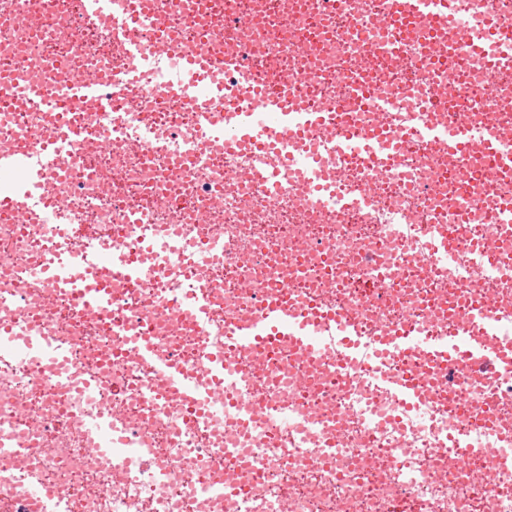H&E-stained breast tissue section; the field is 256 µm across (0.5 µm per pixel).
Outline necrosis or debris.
<instances>
[{
  "mask_svg": "<svg viewBox=\"0 0 512 512\" xmlns=\"http://www.w3.org/2000/svg\"><path fill=\"white\" fill-rule=\"evenodd\" d=\"M76 7V0H0V69L19 84L50 88L123 73L122 44L110 26L75 24ZM217 7L249 50L256 82L276 81L365 128L378 115L344 80L356 59L368 58L367 82L396 100L390 123L399 130L430 99L429 63L451 58L457 45L450 34L435 43L418 38L400 57L383 52L386 0H350L330 13L296 0L290 16L280 0H151L134 35L148 37L163 14L181 40L222 54L210 34ZM29 13L52 18L51 29L39 34L16 22ZM488 57L468 56L455 104L435 113L436 121H493L512 130V69L488 80ZM490 101L492 114L484 110ZM56 118L54 109L35 105L0 112V143L29 146L31 130ZM73 118L87 126L86 137L36 190L65 201L60 225L17 224L0 214V286L25 296L19 315L0 300V321L17 322L14 335L0 337V437L19 438L27 449L0 459V512H38L28 494L37 483L63 491V512H512V467L490 468L485 454L512 447V370L432 371L421 405L407 409L360 366L338 368L334 354L308 356L288 344L247 352L232 348L228 336L238 316L257 314L261 298L285 284L297 303L313 296L353 319L366 343L405 326L448 335L478 294L494 296L498 329L512 335V234L493 221L512 199V176L491 172L482 142L460 155L441 142L410 139L374 178L364 162L329 158L328 180L371 197L365 209L347 211L298 194L292 169L281 171L278 192L254 184L244 176L253 164L246 150L205 153L181 166L176 152L190 142L195 118L179 101L147 99L134 87L111 111ZM148 124L155 144L137 145L135 131ZM437 224L461 246L445 260L425 250ZM74 225L140 259L146 287L113 283L111 314L84 312L51 283L20 280L36 256L79 247ZM214 235L221 248L197 259L196 246ZM169 240L179 246L177 260L143 249ZM474 240L500 253L503 265H472L466 249ZM196 285L210 293L211 326L173 329L175 301ZM138 328L160 356L194 377L212 353H223L249 374L248 383H226L225 392L262 413L242 420L228 410L211 424L187 421V403H173L156 373L113 355ZM41 333L65 347L69 382L11 358ZM88 373L100 379L101 407L128 427L135 446L116 443L90 456L88 409L74 391ZM461 430L472 453L439 452ZM330 446L336 452L329 457Z\"/></svg>",
  "mask_w": 512,
  "mask_h": 512,
  "instance_id": "obj_1",
  "label": "necrosis or debris"
}]
</instances>
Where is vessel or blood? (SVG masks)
Listing matches in <instances>:
<instances>
[{
	"instance_id": "1",
	"label": "vessel or blood",
	"mask_w": 512,
	"mask_h": 512,
	"mask_svg": "<svg viewBox=\"0 0 512 512\" xmlns=\"http://www.w3.org/2000/svg\"><path fill=\"white\" fill-rule=\"evenodd\" d=\"M127 2V8L117 13L113 10V0H80L77 15L81 23L107 21L113 34L124 37L128 60L126 72L106 84L94 79L84 80L64 90L62 98L58 100L48 91L35 88L31 96L36 102L58 107L63 112L85 104L110 110L113 101L126 97L141 70L151 66L156 58L165 56V37L171 32L169 20H156L155 33L150 41L129 37V30L141 21L138 10L140 0ZM463 3L464 0H390L385 17L387 27L392 30L388 50L392 54H399L402 43L412 34H423L458 22ZM466 26L475 39L459 46L456 59L485 50L490 44L512 43L511 13L497 11L475 16L467 20ZM178 61L180 68L177 78L146 85L145 90L152 96L178 99L194 112V143L183 148L181 157L184 161L196 159L198 153L216 144L223 145L228 152L249 148L254 156L250 173L252 181L273 191L277 188L276 175L266 165L264 157L268 151L275 150L288 161L298 163L303 184L315 195L320 206L358 210L368 205L367 193L352 194L337 187L324 186L319 151L300 146L301 138L312 137L322 128L334 125L331 113L297 104L287 95L252 83L245 49L218 56L204 47L187 43ZM335 127L331 153L355 159L387 157L397 140L393 133L378 129L355 125ZM86 132L85 126L66 121L49 136L39 129L32 131L30 139L38 144V151L0 148V174L20 168L33 172L31 183L16 186L10 195L0 196V213L14 211L20 201L30 198L35 181L43 178L46 169L65 160ZM405 134L420 141H444L456 151L463 150L472 138L484 139L490 167L496 171H512V155L500 150L494 129L479 130L465 124L451 127L435 125L429 121L426 110L422 109L415 124L406 129ZM82 239L81 251L65 259L53 253L37 257L24 270L23 277L29 281L46 280L60 286L74 294L83 309L104 315L112 308V291L109 285L87 281L82 276L83 271L101 267L110 277L131 288L142 287V271L133 256L122 247L105 243L90 233L83 234ZM179 307L181 313L193 318L198 328H207L211 310L205 289L196 288L186 293ZM463 319L479 327L481 337L469 336L463 330L445 338L400 330L379 337L376 347L370 349L361 345L359 330L347 316L340 313L322 315L314 311L306 314L299 312L289 306L288 293L283 290L264 297L258 315L238 323L232 336L237 344H261L273 349L280 344L290 343L314 352L322 349L324 334L329 331L338 342L337 362L359 364L374 374L381 373L383 357L410 352L420 353L451 369L478 373L492 374L499 369L512 367V339L506 341L499 336L491 318L490 303L474 307L464 313ZM127 342L140 367L155 369L176 394L196 399L205 406L210 418H217L219 410L225 405L224 384L232 376L223 356L210 358L206 366L210 382L204 386L185 376L177 362L159 358L151 346L140 339L138 332L129 331ZM21 357L55 369L60 379L68 377L65 357L50 337H30ZM385 386L398 405L418 404V385L413 379H390ZM85 432L99 452L111 451L113 440L123 436L122 431L113 429L112 416L104 410L86 420Z\"/></svg>"
}]
</instances>
